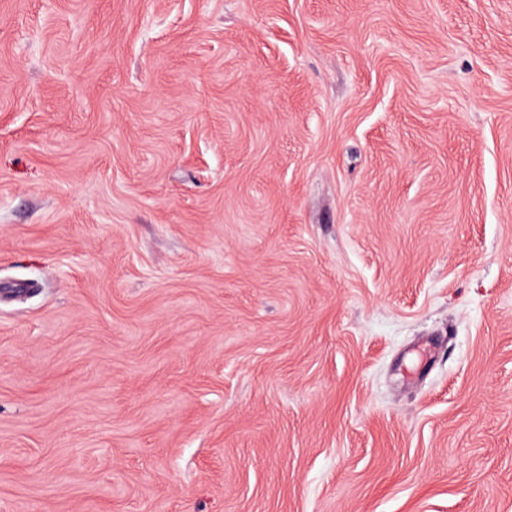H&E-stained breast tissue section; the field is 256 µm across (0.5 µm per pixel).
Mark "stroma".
<instances>
[{
  "instance_id": "obj_1",
  "label": "stroma",
  "mask_w": 512,
  "mask_h": 512,
  "mask_svg": "<svg viewBox=\"0 0 512 512\" xmlns=\"http://www.w3.org/2000/svg\"><path fill=\"white\" fill-rule=\"evenodd\" d=\"M0 512H512V0H0Z\"/></svg>"
}]
</instances>
